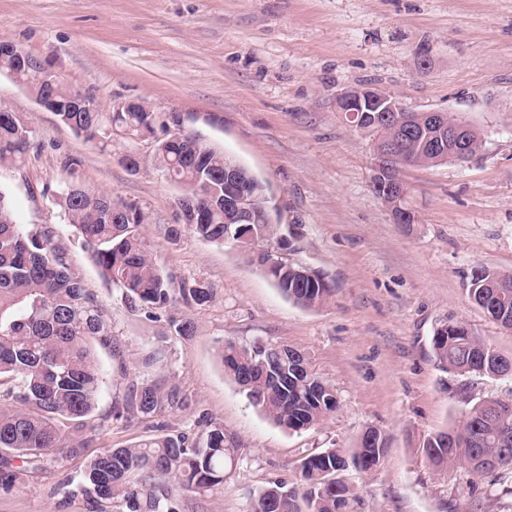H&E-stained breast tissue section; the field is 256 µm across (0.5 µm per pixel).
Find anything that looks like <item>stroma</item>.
<instances>
[{"label": "stroma", "mask_w": 512, "mask_h": 512, "mask_svg": "<svg viewBox=\"0 0 512 512\" xmlns=\"http://www.w3.org/2000/svg\"><path fill=\"white\" fill-rule=\"evenodd\" d=\"M1 38L103 111L144 100L160 123L180 121L248 167L288 227L285 258L327 273L335 294L304 309L235 245L187 230L168 240L181 190L158 169L152 141L101 149L1 72L0 107L19 113L32 139L23 164L0 166V192L17 223L52 227L72 272L104 307L121 355L98 350L108 381L81 454L47 459L0 488V512H101L79 490L91 458L161 433L192 436L209 420L240 448L223 485L181 494V512H250L269 482L299 481L306 455L353 448L369 426L388 448L373 470L343 471L356 491L348 512H512V494L494 476L435 472L422 448L467 402L512 398V379L444 372L430 345L453 320L512 355V331L467 293L475 265L512 272V0H0ZM359 84L414 111L453 113L483 135L466 165L403 172L415 223H395L374 194V136L336 107L337 94ZM128 152L138 154L137 170L120 163ZM71 157L80 161L73 170ZM64 181L138 204L154 219L152 251L174 281L213 286L208 305L180 309L194 335L129 313L104 284L57 205ZM256 338L304 351L335 388L336 413L289 432L251 406L216 348ZM146 379L177 391L186 407L113 417L129 382Z\"/></svg>", "instance_id": "35a3bbf8"}]
</instances>
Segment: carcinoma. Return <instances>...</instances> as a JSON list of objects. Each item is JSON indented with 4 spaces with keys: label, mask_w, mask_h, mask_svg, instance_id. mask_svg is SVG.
<instances>
[{
    "label": "carcinoma",
    "mask_w": 512,
    "mask_h": 512,
    "mask_svg": "<svg viewBox=\"0 0 512 512\" xmlns=\"http://www.w3.org/2000/svg\"><path fill=\"white\" fill-rule=\"evenodd\" d=\"M75 90L57 85L62 111L58 120L76 135L103 148L119 135L129 140L155 137L154 112H87L73 107ZM407 157L416 167L449 163L448 153L427 143L428 130L414 125ZM31 145L28 125L14 112H0V165L24 161ZM170 179L202 204L224 195V183L213 171L224 168V152L206 151L193 163L180 151L156 156ZM69 223L79 232L100 278L120 294L133 313L166 318L170 333L191 336L192 322L174 315L177 305L204 306L213 288L195 280L172 287L173 281L151 252L145 227L151 216L141 208L116 201L103 192L75 184L57 195ZM198 238L233 243L249 263L263 269L275 288L294 304L312 309L327 302L334 288L320 271L303 264L263 267L259 253L288 249V230L261 204L250 224L228 220L218 204L208 224H189ZM468 294L501 326L512 329V272L478 264L470 274ZM109 325L97 298L86 292L69 271L47 226L14 222L13 207L0 192V379L10 383L5 396L24 409L0 408V485L22 481L28 469L48 457H64L84 447L60 431L64 417L84 427L96 409L106 382L95 343L108 340ZM438 368L461 376L478 374L512 378V356L457 321L443 323L432 337ZM225 373L249 402L276 426L299 432L318 425L339 407L336 390L310 368L306 354L285 344L256 339L248 344L225 341L217 349ZM184 403L176 392H164L156 382H132L113 410L120 419L130 414L160 415ZM504 400L490 399L465 409L456 424L429 436L423 452L433 469L465 468L475 474L493 473L499 482L512 481V416L508 436L500 437L499 412ZM239 448L211 422L190 439L165 434L129 447L111 448L90 459L80 491L123 512H180L174 486L204 493L224 484L226 459ZM387 438L374 427L360 435L352 459L370 470L378 465ZM22 459L14 466L9 456ZM345 452L328 448L300 462V482H270L255 499L252 512H346L353 489L343 480Z\"/></svg>",
    "instance_id": "carcinoma-1"
}]
</instances>
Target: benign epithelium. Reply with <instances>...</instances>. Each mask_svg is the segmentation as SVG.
I'll use <instances>...</instances> for the list:
<instances>
[{"mask_svg": "<svg viewBox=\"0 0 512 512\" xmlns=\"http://www.w3.org/2000/svg\"><path fill=\"white\" fill-rule=\"evenodd\" d=\"M0 59L12 61V68L7 73L19 84L24 81L19 78L16 70L26 73L28 79L34 80L43 85L44 92L42 96L36 98V103L50 112L60 111V106L55 96L58 77L53 70L41 62L39 59L31 56L16 44L7 40L0 41ZM337 108L345 113L352 126L361 129L371 112H381L384 117V124L370 128V131L376 133L377 137H382L385 127L392 126L396 129L405 124V108L392 94L377 88L352 86L340 93L336 99ZM440 135L432 140V146L436 149L447 147L454 154L458 162L469 157L467 148L469 146L468 134L471 127L457 119L447 124H440ZM192 145L199 144V141L179 127L165 135V143L173 146H181L183 143ZM408 166V162L398 150L393 148L391 152H377V162L374 165L372 177L376 178L381 174H386V179L381 183H373L377 196L391 210L395 223L413 224L415 223L414 214L404 206L406 196L405 185L400 176L402 168ZM239 178L236 168L230 166L224 169V184H226L233 219L240 222H247L252 219L254 210L257 208L259 200L247 190L239 189ZM179 216L184 224H201L204 222L205 215L196 205L182 203L179 208Z\"/></svg>", "mask_w": 512, "mask_h": 512, "instance_id": "1", "label": "benign epithelium"}]
</instances>
